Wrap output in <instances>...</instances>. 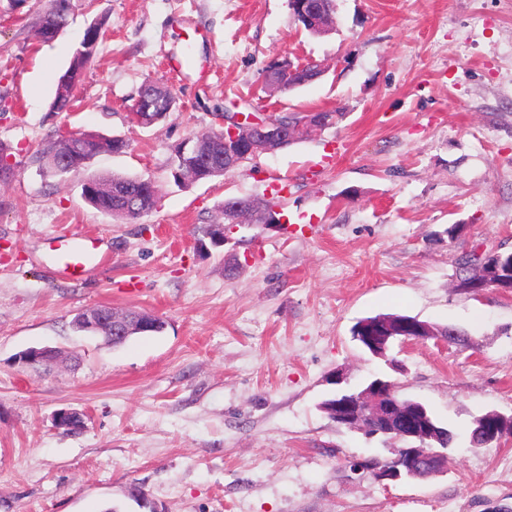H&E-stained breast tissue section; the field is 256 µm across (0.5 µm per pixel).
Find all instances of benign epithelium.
<instances>
[{
    "label": "benign epithelium",
    "mask_w": 512,
    "mask_h": 512,
    "mask_svg": "<svg viewBox=\"0 0 512 512\" xmlns=\"http://www.w3.org/2000/svg\"><path fill=\"white\" fill-rule=\"evenodd\" d=\"M323 123L318 113L308 114V119L293 126L288 121L276 116L251 117L243 122L237 112L224 114V165L217 166V171L231 169V162L248 156L257 158L276 149V143L287 135L297 136L305 132L308 126ZM89 329L104 333V339L110 343L127 337V321L114 314L108 306L89 309L82 317ZM362 333L355 339L373 355L386 357L388 344L399 340H443L432 325L416 318L395 323H374L368 327L361 326ZM397 384L391 380L375 379L365 388L352 390L336 397L329 409L331 417L337 424L371 434L373 432L391 436V439L406 443L395 449L396 457L386 463L376 465L372 462L356 461L353 472L370 470L379 480L398 481L412 478L421 473L423 466L442 467L447 458V449L436 443L448 444V437L438 434L435 428L425 421L422 405L415 400H401L395 396ZM83 423L81 414L60 411L55 416L58 428L70 431Z\"/></svg>",
    "instance_id": "obj_1"
}]
</instances>
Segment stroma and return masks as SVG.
Returning <instances> with one entry per match:
<instances>
[{
	"label": "stroma",
	"instance_id": "obj_1",
	"mask_svg": "<svg viewBox=\"0 0 512 512\" xmlns=\"http://www.w3.org/2000/svg\"><path fill=\"white\" fill-rule=\"evenodd\" d=\"M50 0H0V512H512V441H459L441 473L384 485L351 458L397 446L339 426L320 408L342 373L377 374L463 435L490 409L512 414V296L458 288L474 249L512 252V0H335L313 35L288 0H70V24L41 43ZM104 21L70 114L51 112L57 78L85 28ZM209 71L185 79L169 56L183 28ZM323 74L268 94L272 61ZM177 105L144 128L130 118L146 80ZM341 114L290 147L190 187L175 147L223 128L230 111ZM123 137L121 154L46 174L67 133ZM145 176L157 207L132 222L91 207L93 175ZM281 191L282 224H241L199 246L230 196ZM457 235H449L451 226ZM89 233L102 264L79 281L54 239ZM155 313L163 333L120 346L72 326L85 309ZM400 313L467 335L465 346L363 352L354 324ZM52 347L64 360L25 365ZM82 414L56 428L58 411Z\"/></svg>",
	"mask_w": 512,
	"mask_h": 512
}]
</instances>
